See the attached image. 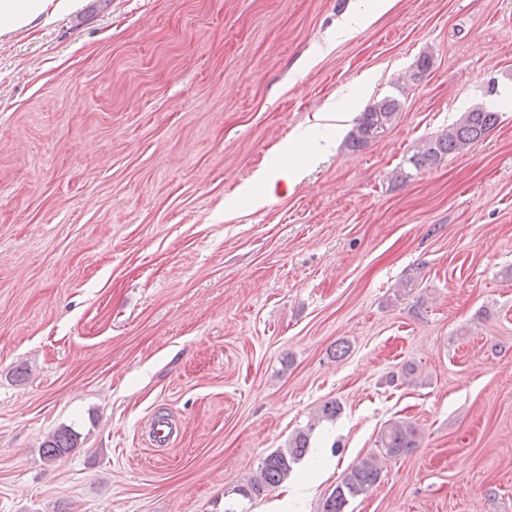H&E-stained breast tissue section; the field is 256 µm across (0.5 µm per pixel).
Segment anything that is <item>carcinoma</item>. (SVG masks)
<instances>
[{
	"instance_id": "carcinoma-1",
	"label": "carcinoma",
	"mask_w": 512,
	"mask_h": 512,
	"mask_svg": "<svg viewBox=\"0 0 512 512\" xmlns=\"http://www.w3.org/2000/svg\"><path fill=\"white\" fill-rule=\"evenodd\" d=\"M402 114V103L393 97H386L369 105L357 119L349 137L353 148L366 146L384 137L397 123ZM498 120L494 112L480 107L464 113L455 123L438 136L420 142L408 158L415 171L439 164L448 155L460 153L479 142L493 128ZM313 427L299 432L288 447L277 449L262 461L256 476L238 488V494L254 499L278 487L293 470V465L304 456L309 448ZM418 431L407 422L389 424L378 438L383 456L393 458L407 455L417 447ZM77 446V435L68 429L55 432L44 442L43 455L54 461ZM381 467L378 457L370 456L354 465L341 482L326 497L322 512H345L350 499L359 496L380 480Z\"/></svg>"
}]
</instances>
